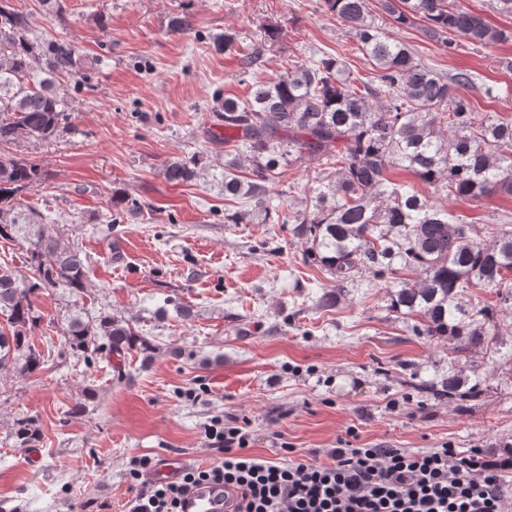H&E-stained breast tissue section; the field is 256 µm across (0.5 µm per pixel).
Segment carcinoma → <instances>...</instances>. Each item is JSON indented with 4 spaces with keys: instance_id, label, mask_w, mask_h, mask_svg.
Here are the masks:
<instances>
[{
    "instance_id": "1",
    "label": "carcinoma",
    "mask_w": 512,
    "mask_h": 512,
    "mask_svg": "<svg viewBox=\"0 0 512 512\" xmlns=\"http://www.w3.org/2000/svg\"><path fill=\"white\" fill-rule=\"evenodd\" d=\"M399 26L424 22L423 33L450 48L453 37L488 46L512 39L482 14L456 0H379ZM359 42L378 82L350 71L339 56L324 54L297 62L288 73L255 85L251 99H224V130L237 134L247 152L252 178L237 175L240 159L224 165V195L253 199L270 212V173L282 162L323 157L336 166V180L322 178L306 201L308 210L292 216L294 233L310 243L309 256L335 279L336 289L354 285L364 270L393 284V305L419 320L416 332L448 337L463 353L494 335L488 307L467 300L470 288H494L502 303L512 301V228L507 224H468L453 219L409 182L390 178L404 171L434 192L479 205L512 198V116L477 112L453 85L472 78L460 73L449 82L422 64L406 44L390 39L370 12V0H323ZM33 43L27 21L9 0H0V147L22 137L46 140L68 119L69 101L55 80L69 73L78 54L70 41L47 49L44 74H33ZM196 161L176 159L167 181L194 178ZM45 172L25 158L0 153V239L27 244L35 280L20 282L0 264V370L35 371L41 356L29 342L35 325L32 296L64 286L88 292L86 266L74 243L39 213L21 209V195L42 184ZM418 268V279L401 277ZM64 344L85 360L110 363L131 352L150 356L154 344L126 321L68 313ZM450 396L473 400L477 387L456 373L444 384ZM12 437L22 448L36 441L26 421Z\"/></svg>"
}]
</instances>
